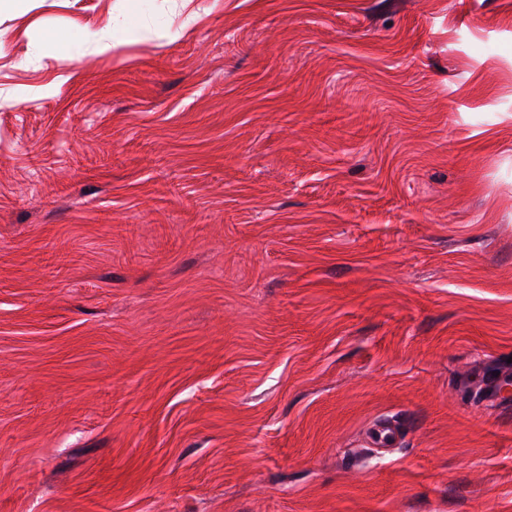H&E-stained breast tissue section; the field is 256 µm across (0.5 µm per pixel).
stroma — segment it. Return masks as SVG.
<instances>
[{
    "instance_id": "obj_1",
    "label": "stroma",
    "mask_w": 512,
    "mask_h": 512,
    "mask_svg": "<svg viewBox=\"0 0 512 512\" xmlns=\"http://www.w3.org/2000/svg\"><path fill=\"white\" fill-rule=\"evenodd\" d=\"M138 5L0 14V512H512V0ZM126 10L123 13V21L117 22L114 26L112 20V35L99 39L95 46V51L104 54L117 49L119 45L130 42L136 36L142 21L138 16L136 0H127ZM116 33H120L117 35ZM400 438V431L391 424H380L373 428L370 436L371 442L376 446V450H380L385 454L393 448Z\"/></svg>"
}]
</instances>
